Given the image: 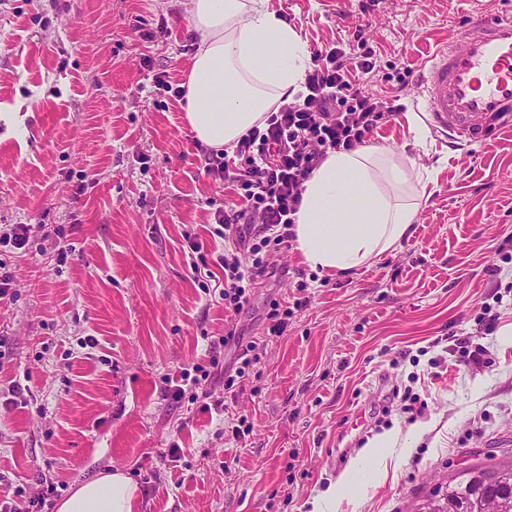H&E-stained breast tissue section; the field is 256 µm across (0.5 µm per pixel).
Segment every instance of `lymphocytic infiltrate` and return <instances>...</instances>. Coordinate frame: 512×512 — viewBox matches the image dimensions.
Instances as JSON below:
<instances>
[{
  "label": "lymphocytic infiltrate",
  "mask_w": 512,
  "mask_h": 512,
  "mask_svg": "<svg viewBox=\"0 0 512 512\" xmlns=\"http://www.w3.org/2000/svg\"><path fill=\"white\" fill-rule=\"evenodd\" d=\"M375 55L363 28H356L352 41L339 40L313 53L301 90L292 101L274 105L262 124L238 139L234 151L204 149L205 174L231 184L238 197L215 210L210 230L224 242L219 258L224 306L233 313L249 307L258 281L282 271L280 255L294 238L304 184L328 152L362 147L398 112L394 97L365 88L377 69ZM223 344L235 353L224 369V390L231 393L260 354L232 322Z\"/></svg>",
  "instance_id": "f902f5d3"
}]
</instances>
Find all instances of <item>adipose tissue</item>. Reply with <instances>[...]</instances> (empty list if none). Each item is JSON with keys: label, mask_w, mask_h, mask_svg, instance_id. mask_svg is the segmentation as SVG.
<instances>
[{"label": "adipose tissue", "mask_w": 512, "mask_h": 512, "mask_svg": "<svg viewBox=\"0 0 512 512\" xmlns=\"http://www.w3.org/2000/svg\"><path fill=\"white\" fill-rule=\"evenodd\" d=\"M265 0H188L200 39L185 88L195 139L234 148L283 97L294 96L310 54L299 32ZM422 176L386 149L329 153L305 184L294 247L314 271L356 269L411 236L425 195ZM138 489L122 470L76 485L57 512H137Z\"/></svg>", "instance_id": "ef3b65f1"}]
</instances>
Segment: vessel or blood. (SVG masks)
Segmentation results:
<instances>
[{"label": "vessel or blood", "mask_w": 512, "mask_h": 512, "mask_svg": "<svg viewBox=\"0 0 512 512\" xmlns=\"http://www.w3.org/2000/svg\"><path fill=\"white\" fill-rule=\"evenodd\" d=\"M419 109L433 127L481 142L512 121V11L479 12L424 63Z\"/></svg>", "instance_id": "obj_1"}]
</instances>
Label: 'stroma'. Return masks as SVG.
Segmentation results:
<instances>
[{
	"label": "stroma",
	"instance_id": "obj_1",
	"mask_svg": "<svg viewBox=\"0 0 512 512\" xmlns=\"http://www.w3.org/2000/svg\"><path fill=\"white\" fill-rule=\"evenodd\" d=\"M266 6L309 49L361 25L381 62L416 71L472 11L469 0ZM198 39L186 0H0V227H31L25 251L0 242L14 276L0 301V499L44 479L61 498L119 468L138 512H311L342 479L336 512H408L453 473L512 462V124L472 144L413 126L408 85L371 143L424 177L413 235L345 275L288 250L293 276L258 285L234 316L208 227L236 197L204 174L172 93ZM162 71L171 91L152 81ZM191 235L208 244L205 289ZM274 301L293 311L280 336L266 329ZM229 318L261 353L232 396ZM201 391L225 410L201 411ZM386 432L398 442L373 480L360 454Z\"/></svg>",
	"mask_w": 512,
	"mask_h": 512
}]
</instances>
